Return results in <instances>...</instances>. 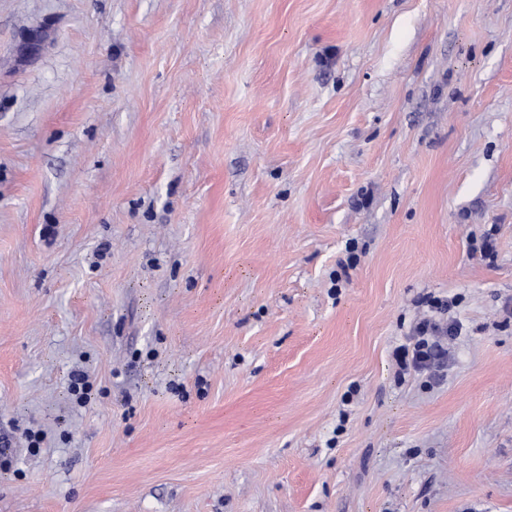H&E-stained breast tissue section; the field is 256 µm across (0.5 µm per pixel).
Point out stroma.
I'll return each instance as SVG.
<instances>
[{"mask_svg": "<svg viewBox=\"0 0 512 512\" xmlns=\"http://www.w3.org/2000/svg\"><path fill=\"white\" fill-rule=\"evenodd\" d=\"M511 298L512 0H0V512H512ZM421 303L430 314L415 322L406 342L393 350L392 358L399 376H426L439 383L448 368V340L462 332L461 324L451 316L457 301L429 295Z\"/></svg>", "mask_w": 512, "mask_h": 512, "instance_id": "35a3bbf8", "label": "stroma"}]
</instances>
